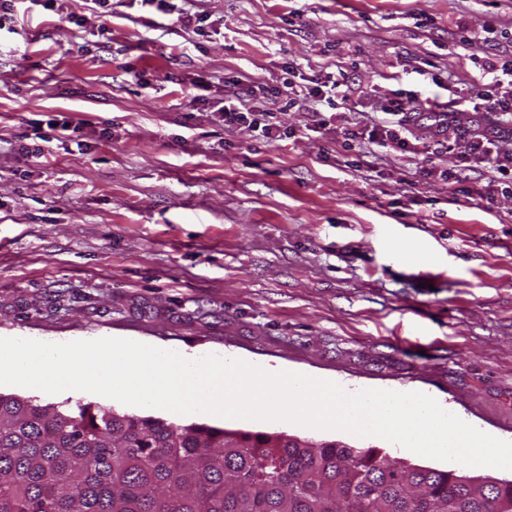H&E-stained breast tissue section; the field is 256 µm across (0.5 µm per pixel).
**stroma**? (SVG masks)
Returning a JSON list of instances; mask_svg holds the SVG:
<instances>
[{
	"instance_id": "35a3bbf8",
	"label": "stroma",
	"mask_w": 512,
	"mask_h": 512,
	"mask_svg": "<svg viewBox=\"0 0 512 512\" xmlns=\"http://www.w3.org/2000/svg\"><path fill=\"white\" fill-rule=\"evenodd\" d=\"M173 2L101 18L58 0L0 33V336L123 337L421 390L512 441V198L456 152L345 140L391 91L470 96L485 62L512 58V0ZM232 78L242 94L333 78L348 108L321 134V102L272 99L284 137H252L211 111ZM58 114L79 131L27 157L33 120ZM181 421L447 467L339 430Z\"/></svg>"
}]
</instances>
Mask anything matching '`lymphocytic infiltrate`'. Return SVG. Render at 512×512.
<instances>
[{
    "label": "lymphocytic infiltrate",
    "instance_id": "f902f5d3",
    "mask_svg": "<svg viewBox=\"0 0 512 512\" xmlns=\"http://www.w3.org/2000/svg\"><path fill=\"white\" fill-rule=\"evenodd\" d=\"M484 69L492 79L476 85L471 97L482 101L485 106L478 123L461 125L456 109L413 91L405 93L398 90L386 101L383 108L385 120L367 130L368 141L410 153L414 150L412 135L419 129H428L440 148L446 150L453 145L459 146L463 162L490 163L498 175V184L502 185L504 192L512 193V153H506L504 158L495 161L488 156L492 145L512 141V123L506 119L507 114L512 113V60L502 63L490 61ZM218 112L225 126L256 132L268 139L279 136L280 128L274 113L242 102L237 92L225 95Z\"/></svg>",
    "mask_w": 512,
    "mask_h": 512
}]
</instances>
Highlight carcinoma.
<instances>
[{"mask_svg":"<svg viewBox=\"0 0 512 512\" xmlns=\"http://www.w3.org/2000/svg\"><path fill=\"white\" fill-rule=\"evenodd\" d=\"M0 512H512V480L0 393Z\"/></svg>","mask_w":512,"mask_h":512,"instance_id":"1","label":"carcinoma"}]
</instances>
